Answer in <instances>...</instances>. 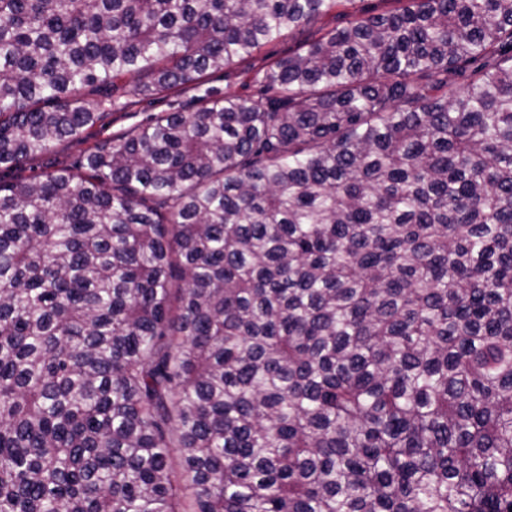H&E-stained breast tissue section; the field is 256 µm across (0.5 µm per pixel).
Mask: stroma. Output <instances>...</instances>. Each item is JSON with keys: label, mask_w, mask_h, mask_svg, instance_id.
<instances>
[{"label": "stroma", "mask_w": 512, "mask_h": 512, "mask_svg": "<svg viewBox=\"0 0 512 512\" xmlns=\"http://www.w3.org/2000/svg\"><path fill=\"white\" fill-rule=\"evenodd\" d=\"M393 0H343L342 4L324 16L319 24L307 33L292 32L279 41L266 45L255 52L244 64L212 72L198 88L175 89L145 97L135 89L136 81L127 77L111 87L86 89L83 97L91 106H105L104 122L112 132H121L135 123L157 112H191L211 95L221 96L227 92L241 95L257 93L256 74L271 68L287 53L298 50L305 36L319 37L322 31L348 26L358 17L378 14L393 9ZM87 149L85 142L64 140L55 145L49 154L30 159L22 169L6 171L0 169V179L20 181L46 168L76 167Z\"/></svg>", "instance_id": "1"}]
</instances>
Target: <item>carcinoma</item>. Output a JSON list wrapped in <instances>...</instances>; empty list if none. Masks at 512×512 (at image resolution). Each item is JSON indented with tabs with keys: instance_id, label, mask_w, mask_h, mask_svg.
I'll return each instance as SVG.
<instances>
[{
	"instance_id": "cac0c4a2",
	"label": "carcinoma",
	"mask_w": 512,
	"mask_h": 512,
	"mask_svg": "<svg viewBox=\"0 0 512 512\" xmlns=\"http://www.w3.org/2000/svg\"><path fill=\"white\" fill-rule=\"evenodd\" d=\"M0 0V512H512V0ZM392 0H357L354 4L342 2L324 16L318 23L311 26L303 34L295 31L286 34L279 41L266 45L255 52L244 64L212 72L206 75L201 86L196 89H175L161 94L145 97L135 91L137 80L126 77L112 87L87 88L83 97L93 107L112 101L103 112L104 122L112 133L124 131L157 112H192L203 103L210 94L221 96L225 92L251 95L258 92L260 85L254 82L258 72H263L288 51H296L303 45L308 35L319 37L323 32L348 26L349 23L362 15L378 14L397 7ZM323 30L321 31V29ZM91 142H82L78 140H64L55 145L52 152L30 159L22 169L6 171L0 169L1 181H20L40 172L47 167L55 168H75L84 152Z\"/></svg>"
}]
</instances>
